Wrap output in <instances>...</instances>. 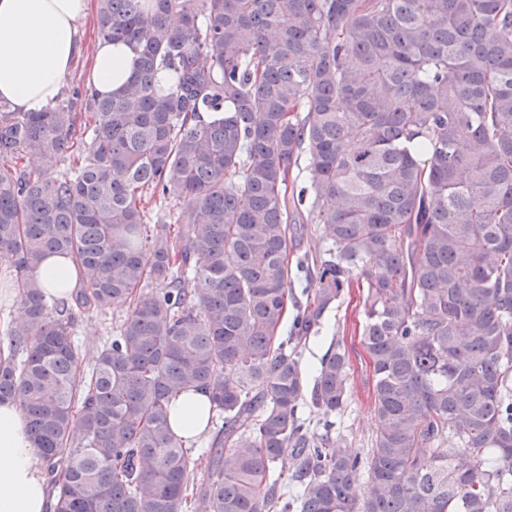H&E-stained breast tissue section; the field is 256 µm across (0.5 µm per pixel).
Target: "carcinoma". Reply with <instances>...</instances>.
Here are the masks:
<instances>
[{
	"label": "carcinoma",
	"instance_id": "1",
	"mask_svg": "<svg viewBox=\"0 0 512 512\" xmlns=\"http://www.w3.org/2000/svg\"><path fill=\"white\" fill-rule=\"evenodd\" d=\"M96 19L135 53L125 86L0 102V255L27 316L0 341V401L27 415L53 512H512V0H97ZM170 194L173 223H149ZM306 217L332 249L301 303ZM54 255L82 284L51 314L33 272ZM353 285L378 421L364 459L331 433L347 350L309 393L300 361ZM114 303L129 312L86 372L77 319ZM190 385L223 419L198 484L167 411Z\"/></svg>",
	"mask_w": 512,
	"mask_h": 512
}]
</instances>
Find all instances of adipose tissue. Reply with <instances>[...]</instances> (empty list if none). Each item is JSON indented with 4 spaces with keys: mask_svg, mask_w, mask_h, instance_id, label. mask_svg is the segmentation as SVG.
<instances>
[{
    "mask_svg": "<svg viewBox=\"0 0 512 512\" xmlns=\"http://www.w3.org/2000/svg\"><path fill=\"white\" fill-rule=\"evenodd\" d=\"M90 0H0V100L19 112H39L60 93L73 61L83 51L81 26ZM134 54L123 43L99 41L89 83L102 95L132 76ZM34 276L47 298H67L79 285L72 259L50 256ZM169 421L186 445H198L210 430L205 390L192 387L174 395ZM49 486L44 459L18 402L0 403V512H46Z\"/></svg>",
    "mask_w": 512,
    "mask_h": 512,
    "instance_id": "ef3b65f1",
    "label": "adipose tissue"
}]
</instances>
